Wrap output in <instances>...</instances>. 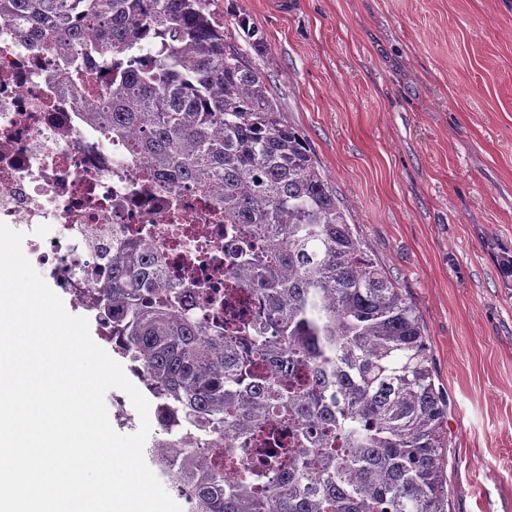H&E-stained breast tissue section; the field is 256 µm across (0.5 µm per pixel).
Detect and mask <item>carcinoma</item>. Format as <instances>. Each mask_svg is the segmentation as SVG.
<instances>
[{"instance_id": "carcinoma-1", "label": "carcinoma", "mask_w": 512, "mask_h": 512, "mask_svg": "<svg viewBox=\"0 0 512 512\" xmlns=\"http://www.w3.org/2000/svg\"><path fill=\"white\" fill-rule=\"evenodd\" d=\"M211 0H0V23L89 98L103 137L135 140L167 185L215 190L241 241L229 273L264 320L198 322L143 245L112 258V353L185 410L214 467L182 471L201 512H450L448 400L416 305L369 256L260 68L227 41ZM247 49L267 46L239 16ZM93 30L98 40L87 39ZM262 466L248 470L245 452Z\"/></svg>"}]
</instances>
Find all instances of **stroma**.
<instances>
[{
	"mask_svg": "<svg viewBox=\"0 0 512 512\" xmlns=\"http://www.w3.org/2000/svg\"><path fill=\"white\" fill-rule=\"evenodd\" d=\"M370 255L420 312L448 395L451 512H512V0H213Z\"/></svg>",
	"mask_w": 512,
	"mask_h": 512,
	"instance_id": "35a3bbf8",
	"label": "stroma"
}]
</instances>
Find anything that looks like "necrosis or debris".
I'll return each mask as SVG.
<instances>
[{"label":"necrosis or debris","instance_id":"4bbe7bcc","mask_svg":"<svg viewBox=\"0 0 512 512\" xmlns=\"http://www.w3.org/2000/svg\"><path fill=\"white\" fill-rule=\"evenodd\" d=\"M47 50L26 49L14 28L0 24V222L26 226L23 253L45 280L68 295L72 308L94 320L100 345H112V305L102 290L112 258L141 226L152 230L147 245L160 259L164 280L190 291L197 317L206 323L225 316L254 318L256 296H224V276L237 261L238 242L224 231V214L211 192L162 185L133 156L128 143L104 141L77 110L78 93L62 76H48ZM156 435L144 449L146 464L167 486L177 472L205 469L195 435ZM182 512H197L186 493L175 495Z\"/></svg>","mask_w":512,"mask_h":512}]
</instances>
